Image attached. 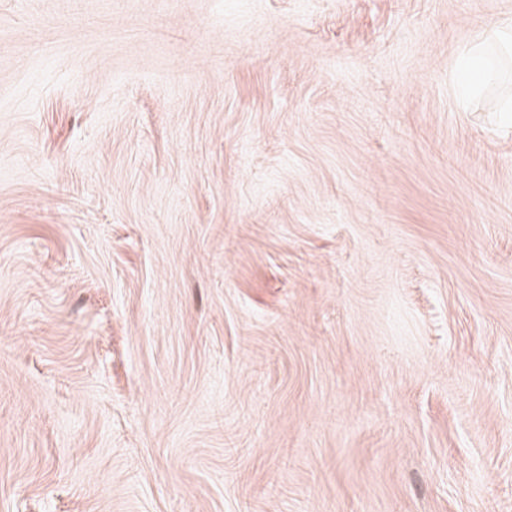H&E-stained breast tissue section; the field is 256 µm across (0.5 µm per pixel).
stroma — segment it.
Instances as JSON below:
<instances>
[{
	"mask_svg": "<svg viewBox=\"0 0 512 512\" xmlns=\"http://www.w3.org/2000/svg\"><path fill=\"white\" fill-rule=\"evenodd\" d=\"M512 0H0V512H512Z\"/></svg>",
	"mask_w": 512,
	"mask_h": 512,
	"instance_id": "1",
	"label": "stroma"
}]
</instances>
